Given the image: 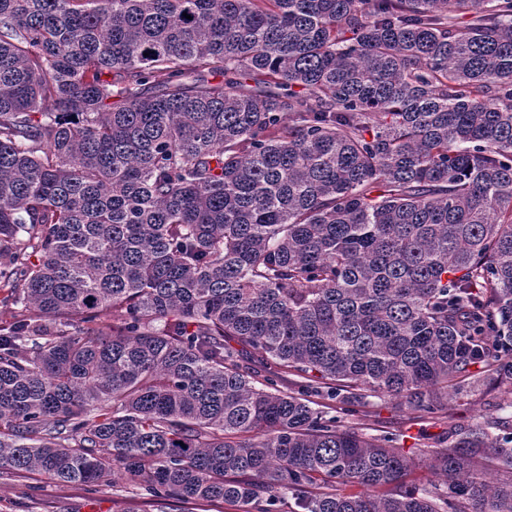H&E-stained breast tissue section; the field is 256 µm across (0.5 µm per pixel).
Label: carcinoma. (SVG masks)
I'll list each match as a JSON object with an SVG mask.
<instances>
[{
    "mask_svg": "<svg viewBox=\"0 0 512 512\" xmlns=\"http://www.w3.org/2000/svg\"><path fill=\"white\" fill-rule=\"evenodd\" d=\"M0 290V475L512 512V416L341 418L512 393V0H0ZM367 395L372 396H365L357 412L345 417L344 424L375 436L395 434L398 447L424 461L413 479L416 483L425 484L438 480L429 467L431 448H449L453 444L450 434L448 442L442 440V435L445 437L447 431L469 427L481 421L482 416L489 412L488 402H498L505 394L502 388H497L492 381L485 379L458 395H450L448 399L443 397V413L426 419L419 418L406 404L399 405L388 396Z\"/></svg>",
    "mask_w": 512,
    "mask_h": 512,
    "instance_id": "carcinoma-1",
    "label": "carcinoma"
}]
</instances>
